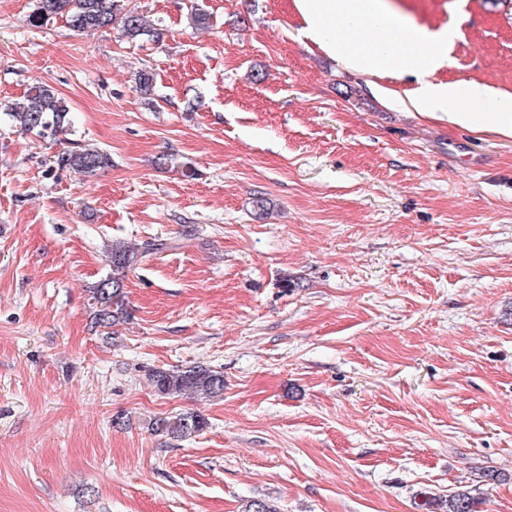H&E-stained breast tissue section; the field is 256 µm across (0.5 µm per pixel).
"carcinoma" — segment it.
Masks as SVG:
<instances>
[{"label": "carcinoma", "instance_id": "cac0c4a2", "mask_svg": "<svg viewBox=\"0 0 512 512\" xmlns=\"http://www.w3.org/2000/svg\"><path fill=\"white\" fill-rule=\"evenodd\" d=\"M56 17L65 19L75 32H91L115 25L122 37L134 41L153 32L152 25L136 9H127L121 0H36V7L26 23L40 28ZM155 33V32H153ZM161 38V33H155ZM5 114L19 131L40 139L58 142L71 126L70 108L56 90L43 82H35L21 97L4 104ZM57 164L84 176H93L112 165L109 154L97 149L65 150L58 154ZM171 247L165 240L144 244L135 250L123 244H114L110 252L112 274L90 288L93 311L92 324L110 328L129 317L124 292V273L137 268L154 253ZM155 391L163 396L201 394L220 398L224 394V374L203 365L155 369L148 374ZM156 435L185 440L207 427L206 418L196 412L171 416H157L149 423ZM477 498L468 490H457L445 500L446 512H478Z\"/></svg>", "mask_w": 512, "mask_h": 512}]
</instances>
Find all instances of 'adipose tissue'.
<instances>
[{"mask_svg": "<svg viewBox=\"0 0 512 512\" xmlns=\"http://www.w3.org/2000/svg\"><path fill=\"white\" fill-rule=\"evenodd\" d=\"M303 33L322 53L369 76L414 75L408 99L385 91L391 104L407 101L416 112L450 125L512 137V93L433 82L448 62L457 30L430 32L408 22L387 0H294Z\"/></svg>", "mask_w": 512, "mask_h": 512, "instance_id": "1", "label": "adipose tissue"}]
</instances>
